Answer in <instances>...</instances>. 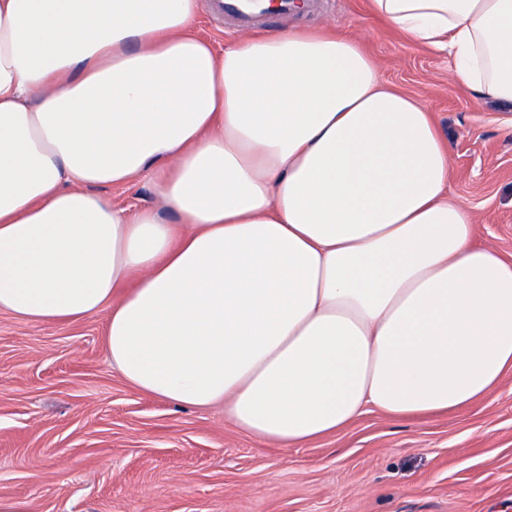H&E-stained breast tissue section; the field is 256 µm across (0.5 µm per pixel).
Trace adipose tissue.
<instances>
[{
  "label": "adipose tissue",
  "mask_w": 512,
  "mask_h": 512,
  "mask_svg": "<svg viewBox=\"0 0 512 512\" xmlns=\"http://www.w3.org/2000/svg\"><path fill=\"white\" fill-rule=\"evenodd\" d=\"M370 2L512 111V0ZM197 10L0 0V312H107L126 382L283 447L491 395L512 371V259L476 242L429 112L352 40L219 52ZM150 171L157 207L98 192Z\"/></svg>",
  "instance_id": "adipose-tissue-1"
}]
</instances>
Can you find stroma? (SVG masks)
I'll return each mask as SVG.
<instances>
[{
  "instance_id": "obj_1",
  "label": "stroma",
  "mask_w": 512,
  "mask_h": 512,
  "mask_svg": "<svg viewBox=\"0 0 512 512\" xmlns=\"http://www.w3.org/2000/svg\"><path fill=\"white\" fill-rule=\"evenodd\" d=\"M264 27L355 40L448 142L451 191L476 242L512 256V117L453 78L450 53L411 40L370 0H315ZM197 32L220 51L243 30L199 0ZM106 319L33 325L0 313V502L21 512H512V372L451 414L367 413L285 449L240 431L223 406L179 407L129 385L108 359Z\"/></svg>"
}]
</instances>
